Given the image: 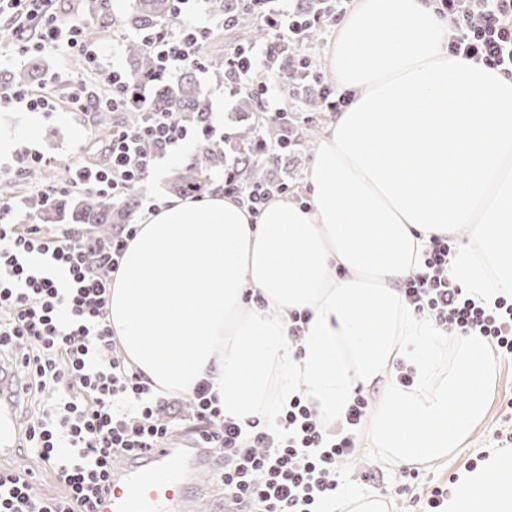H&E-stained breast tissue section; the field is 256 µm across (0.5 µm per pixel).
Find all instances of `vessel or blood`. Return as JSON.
Instances as JSON below:
<instances>
[{
  "label": "vessel or blood",
  "instance_id": "vessel-or-blood-1",
  "mask_svg": "<svg viewBox=\"0 0 512 512\" xmlns=\"http://www.w3.org/2000/svg\"><path fill=\"white\" fill-rule=\"evenodd\" d=\"M20 387L15 371L0 359V461L14 458L20 447ZM217 449L189 439L161 444L144 455L116 456L109 471L111 491L99 512H197L198 500L187 495L186 482L216 485Z\"/></svg>",
  "mask_w": 512,
  "mask_h": 512
}]
</instances>
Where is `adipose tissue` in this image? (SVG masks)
Masks as SVG:
<instances>
[{
	"label": "adipose tissue",
	"mask_w": 512,
	"mask_h": 512,
	"mask_svg": "<svg viewBox=\"0 0 512 512\" xmlns=\"http://www.w3.org/2000/svg\"><path fill=\"white\" fill-rule=\"evenodd\" d=\"M451 35L432 0H356L326 60L351 100L314 152L309 205L281 198L254 217L220 194L173 197L138 224L108 322L154 388L210 382L245 429L274 422L296 396L337 421L356 390L373 388L370 442L391 463L461 447L484 412L490 347L448 339L400 286L438 236L472 298L512 292V78L451 54ZM248 288L264 306H245ZM296 313L309 316L297 345ZM445 512H512V466L489 457Z\"/></svg>",
	"instance_id": "ef3b65f1"
}]
</instances>
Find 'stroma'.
<instances>
[{"mask_svg": "<svg viewBox=\"0 0 512 512\" xmlns=\"http://www.w3.org/2000/svg\"><path fill=\"white\" fill-rule=\"evenodd\" d=\"M38 61V89L49 92L56 100L55 110L29 111L25 103L0 107V169L13 166L17 153L25 149L40 152L47 164L34 177L20 182L21 195L34 193L43 177H61L63 166L91 146L89 122L83 115L70 111L64 91L53 85L55 77L74 72L75 57L63 53H40L37 56L16 55L0 59V76ZM288 118L298 130H312L313 138L298 150L282 156L273 168L274 174L288 180L289 199L307 202L306 176L313 151L331 118L329 111L302 107L288 101ZM495 377L486 388L485 411L474 425L466 442L448 456L428 461L396 466L386 460L379 449L369 444L367 435H360L355 456L347 459L339 471L340 486H353L382 497L387 512H423L426 496L432 489L449 486L452 479L463 476L472 463H483L489 456L508 451L512 453V359H496ZM374 468L376 476L366 481L365 468Z\"/></svg>", "mask_w": 512, "mask_h": 512, "instance_id": "obj_1", "label": "stroma"}]
</instances>
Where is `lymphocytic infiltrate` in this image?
Instances as JSON below:
<instances>
[{"label":"lymphocytic infiltrate","instance_id":"lymphocytic-infiltrate-1","mask_svg":"<svg viewBox=\"0 0 512 512\" xmlns=\"http://www.w3.org/2000/svg\"><path fill=\"white\" fill-rule=\"evenodd\" d=\"M171 2L169 22L140 37L167 78L186 68L206 72L207 39L236 27L238 15L262 20L268 41L225 48L220 84L230 96L258 97L265 124L284 116L278 93L285 82L272 80L259 90L256 75L272 70L284 50L302 47L315 31L336 25L345 12V0H313L316 11L303 16L289 0H229L221 14L197 11L193 0ZM437 10L453 30L451 53L512 76V0H439ZM2 15L17 34L18 54L73 52L91 66L104 55V43L83 40L81 21L59 19L54 0H0ZM63 86L73 111L89 116L108 106L116 114L140 112L142 118L113 124L104 164L77 157L60 181L39 185L46 203L76 190L116 199L139 192L184 142L202 143L217 134L214 113L191 124L178 113L150 108L146 87L134 86L121 67L95 82L73 75ZM217 188L255 216L287 192L283 184L245 181L235 164L225 166ZM135 234L131 227L109 241L80 230L50 235L41 225L17 223L15 202L0 198V351L12 356L27 396L40 399L28 452L65 486L63 495L48 496L21 473L0 471V512H98V500L110 488L113 456L147 453L174 431V421L161 418L169 402L117 356L107 323L111 275ZM450 251L447 240H430L422 267L402 285L405 297L443 329L480 334L499 356L512 358V294L490 307L477 304L450 278ZM191 402L186 430L223 453L224 498L234 512H319L320 501L336 495V472L354 453L366 416L365 399L355 397L331 428L298 396L275 425L256 422L246 431L225 416L209 383L198 384Z\"/></svg>","mask_w":512,"mask_h":512}]
</instances>
